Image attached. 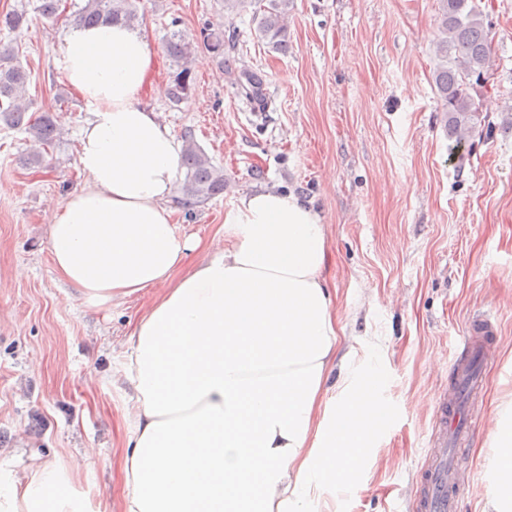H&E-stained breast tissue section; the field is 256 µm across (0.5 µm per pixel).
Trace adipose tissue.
Instances as JSON below:
<instances>
[{
	"label": "adipose tissue",
	"mask_w": 512,
	"mask_h": 512,
	"mask_svg": "<svg viewBox=\"0 0 512 512\" xmlns=\"http://www.w3.org/2000/svg\"><path fill=\"white\" fill-rule=\"evenodd\" d=\"M88 117L83 188L48 226L71 300L159 294L125 342L132 421L124 512H331L387 418L372 382L351 378L326 284V226L300 196H240L224 246L175 231L181 142L140 103L153 72L142 35L72 27L56 60ZM495 512H512V431L488 436ZM66 474L0 472V512H85Z\"/></svg>",
	"instance_id": "obj_1"
}]
</instances>
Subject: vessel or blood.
Returning a JSON list of instances; mask_svg holds the SVG:
<instances>
[{"label":"vessel or blood","instance_id":"obj_1","mask_svg":"<svg viewBox=\"0 0 512 512\" xmlns=\"http://www.w3.org/2000/svg\"><path fill=\"white\" fill-rule=\"evenodd\" d=\"M490 333V325L481 321L461 339L465 360L458 369L452 395L441 399L435 409L434 440L416 478L418 512H457L458 496L468 481L458 455L473 428L466 408L460 405V397L483 380Z\"/></svg>","mask_w":512,"mask_h":512}]
</instances>
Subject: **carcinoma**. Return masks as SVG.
Returning a JSON list of instances; mask_svg holds the SVG:
<instances>
[{
  "instance_id": "1",
  "label": "carcinoma",
  "mask_w": 512,
  "mask_h": 512,
  "mask_svg": "<svg viewBox=\"0 0 512 512\" xmlns=\"http://www.w3.org/2000/svg\"><path fill=\"white\" fill-rule=\"evenodd\" d=\"M61 2L37 0L35 12L52 21L59 14ZM138 3L139 0H86L74 14V21L87 26L122 23L135 28L145 21V14L139 13ZM255 4L258 8L253 11V21L259 37L276 51H288V18L293 0H264L260 4L256 0H224V12L238 15ZM28 23L25 9L0 12V32L7 31L16 39L23 36ZM437 28L439 63L434 70L435 93L442 103L444 130L448 140L453 142L450 151L458 153L464 147L473 148V137L493 132L488 115L483 112V104L476 101L471 91L486 80L493 68L495 49L486 17L474 0H439ZM200 44L221 59L224 49L234 48L233 40L224 38V30L220 28L204 30L200 41L179 30L171 31L164 40V51L175 66L166 88L167 98L174 106L192 96L196 77L191 63ZM29 80L30 72L19 60V48L8 45L0 49V122L28 134L33 146L29 163L40 165L44 159L42 150L52 146L57 139V127L49 112L37 116L29 114ZM237 83L248 101L259 108L263 106L264 79L260 73L244 71ZM182 138L181 164L186 174L181 192L183 204L193 207L224 193V169L212 163L192 130H185Z\"/></svg>"
}]
</instances>
